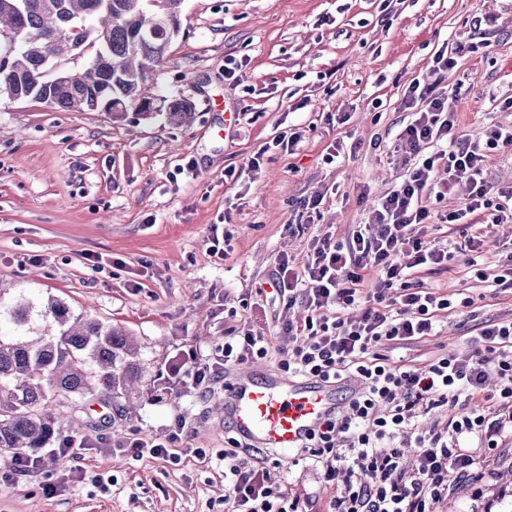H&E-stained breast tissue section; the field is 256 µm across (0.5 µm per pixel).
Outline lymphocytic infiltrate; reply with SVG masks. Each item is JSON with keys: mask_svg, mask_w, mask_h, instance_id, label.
I'll list each match as a JSON object with an SVG mask.
<instances>
[{"mask_svg": "<svg viewBox=\"0 0 512 512\" xmlns=\"http://www.w3.org/2000/svg\"><path fill=\"white\" fill-rule=\"evenodd\" d=\"M463 84L442 87L411 80L400 102L411 114L396 136L404 168L398 185L372 203L373 233L357 229L345 241L313 238L301 262L281 259L277 293L302 301L308 315L304 341L281 365L307 377H360L361 397L328 418L304 447L301 459L320 463L328 480L344 477L333 512H436L450 491L475 474L480 456L493 455L512 435V321L481 328L482 353H448L422 368L391 362L400 345L433 335L447 296L423 288L420 274L447 266L454 254L427 230L441 224H499L512 219V187L486 178L491 153L512 148V125L493 124L483 138L461 135L447 102ZM466 181L463 205L435 213L456 182ZM379 276L367 288L368 272ZM268 353L263 334L249 331L226 340L211 358L196 350L177 353L164 378L169 391L208 390L230 366ZM463 405L442 429L419 418L433 406ZM414 464L405 468L406 450ZM225 512H302L280 478L247 443L230 438L224 451Z\"/></svg>", "mask_w": 512, "mask_h": 512, "instance_id": "f902f5d3", "label": "lymphocytic infiltrate"}]
</instances>
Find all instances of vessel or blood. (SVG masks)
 Instances as JSON below:
<instances>
[{
    "instance_id": "obj_1",
    "label": "vessel or blood",
    "mask_w": 512,
    "mask_h": 512,
    "mask_svg": "<svg viewBox=\"0 0 512 512\" xmlns=\"http://www.w3.org/2000/svg\"><path fill=\"white\" fill-rule=\"evenodd\" d=\"M361 391V383L352 378L331 384L246 364L225 376L224 421L254 447L286 454L301 447L328 417L342 413L347 400Z\"/></svg>"
}]
</instances>
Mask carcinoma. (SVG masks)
<instances>
[{"label":"carcinoma","mask_w":512,"mask_h":512,"mask_svg":"<svg viewBox=\"0 0 512 512\" xmlns=\"http://www.w3.org/2000/svg\"><path fill=\"white\" fill-rule=\"evenodd\" d=\"M102 2L0 0V25L15 44L12 57L0 59V95L115 116L151 104L141 88L180 33L183 0ZM89 39L99 48L86 68L43 76ZM191 112L176 101L167 118L179 124ZM142 381L139 348L124 331L75 315L61 301L38 309L24 297L8 300L0 287V454L14 461L46 447L60 434L69 402L129 401L140 396Z\"/></svg>","instance_id":"1"}]
</instances>
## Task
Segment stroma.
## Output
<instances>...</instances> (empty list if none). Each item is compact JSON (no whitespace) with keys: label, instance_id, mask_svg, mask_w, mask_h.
Here are the masks:
<instances>
[{"label":"stroma","instance_id":"1","mask_svg":"<svg viewBox=\"0 0 512 512\" xmlns=\"http://www.w3.org/2000/svg\"><path fill=\"white\" fill-rule=\"evenodd\" d=\"M473 26L492 54L460 58L441 80L464 83L448 108L476 139L512 123L500 107L512 98V0H184L181 33L143 88L152 112L116 120L1 97L0 281L36 305L60 300L123 327L141 348L148 384L177 350L209 355L249 329L269 336L262 363L279 368L290 347L281 328L305 315L272 288L281 257L301 261L314 236L344 240L366 223L371 202L401 174L391 153L408 120L398 106L405 84L433 82L434 52ZM230 58L241 65L235 80L224 73ZM173 100L192 106L179 125L165 117ZM228 109L237 114L230 134ZM294 128L305 132L295 154L273 147ZM339 140L354 152L329 162ZM228 168L237 180H225ZM318 193L317 211L302 207ZM484 233L478 268L491 281L512 254V222ZM422 284L451 298L466 291L473 304L394 351L414 366L474 353L485 322L512 319V286L480 287L462 259ZM258 296L262 307L244 309ZM223 396L218 382L130 408L86 400L74 433L84 446L66 466L24 476L0 467V512H224L219 456L232 432L215 410ZM174 428L169 457L123 448ZM269 461L306 512H329L340 488L322 468ZM478 471L481 495L459 488L438 512H512V438Z\"/></svg>","mask_w":512,"mask_h":512}]
</instances>
